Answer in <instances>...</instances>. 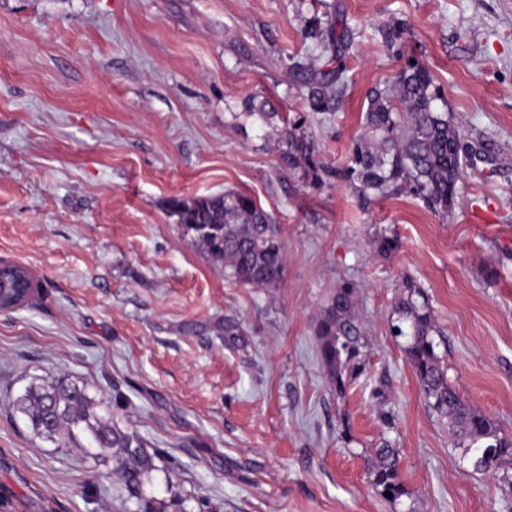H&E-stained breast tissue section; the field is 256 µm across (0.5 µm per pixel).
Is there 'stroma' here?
<instances>
[{
  "instance_id": "1",
  "label": "stroma",
  "mask_w": 512,
  "mask_h": 512,
  "mask_svg": "<svg viewBox=\"0 0 512 512\" xmlns=\"http://www.w3.org/2000/svg\"><path fill=\"white\" fill-rule=\"evenodd\" d=\"M343 16L347 91L310 110L290 71L314 60L305 18ZM434 73L476 159L442 217L406 195L362 204L346 183L284 169L281 115L343 166L368 94L401 63ZM273 120L243 116L246 100ZM249 194L278 224L283 279H228L183 236L169 199ZM399 250L378 256L376 231ZM0 261L34 292L0 312V498L9 512H125L109 460L34 438L7 397L67 377L113 404L158 455L167 512H512V459L464 472L388 316L425 289L448 380L512 432V0H0ZM359 286L366 375L337 398L315 317ZM400 451L408 497L381 496L374 448Z\"/></svg>"
}]
</instances>
